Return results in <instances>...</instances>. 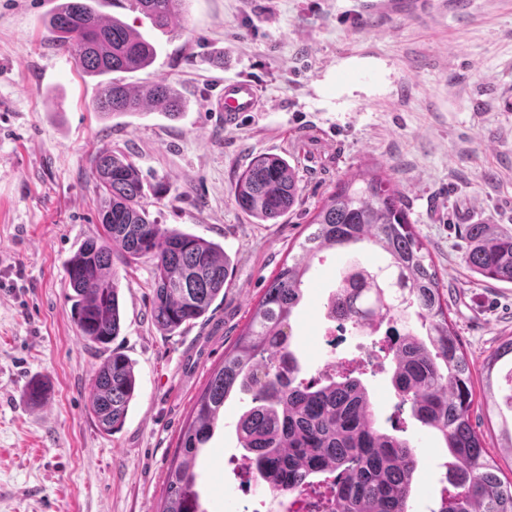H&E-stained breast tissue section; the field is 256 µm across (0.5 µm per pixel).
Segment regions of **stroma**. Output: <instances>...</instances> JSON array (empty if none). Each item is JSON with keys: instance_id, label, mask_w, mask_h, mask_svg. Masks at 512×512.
<instances>
[{"instance_id": "1", "label": "stroma", "mask_w": 512, "mask_h": 512, "mask_svg": "<svg viewBox=\"0 0 512 512\" xmlns=\"http://www.w3.org/2000/svg\"><path fill=\"white\" fill-rule=\"evenodd\" d=\"M60 0H0V512H160L179 436L210 373L288 259L308 214L339 180L379 168L399 185L427 244L462 348L482 365L512 333V284L463 262L467 224L512 231V0H185L176 25L152 26L127 0L103 14L139 30L157 55L124 74L163 81L187 102L182 117L101 118V85L44 42ZM259 90L257 112L228 125L209 103L225 81ZM107 146L138 167L152 219L218 242L233 271L207 320L166 333L151 319V261L118 272L122 328L113 349L135 364L137 396L124 424L101 431L90 382L105 354L77 336L65 265L99 229L90 157ZM294 166L300 197L275 224L236 206L232 186L251 159ZM371 248L314 264L295 312L292 348L304 375L327 362L366 363L382 335L337 332L326 347L323 304L340 267ZM46 385L29 404V380ZM249 401L232 393L199 453L196 489L207 512H239L230 463ZM404 435L422 460L410 505L427 512L446 481L439 440L413 418Z\"/></svg>"}]
</instances>
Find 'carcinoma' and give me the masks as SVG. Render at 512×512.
Here are the masks:
<instances>
[{
  "label": "carcinoma",
  "mask_w": 512,
  "mask_h": 512,
  "mask_svg": "<svg viewBox=\"0 0 512 512\" xmlns=\"http://www.w3.org/2000/svg\"><path fill=\"white\" fill-rule=\"evenodd\" d=\"M97 2L58 5L48 24L55 46L95 76L149 67L155 45L122 20L103 17ZM182 3L129 0V7L163 28L178 17ZM184 107L178 91L163 81L132 86L118 78L105 82L93 102L104 118L153 110L175 118ZM90 178L99 198L101 231L66 264L78 337L104 348L119 335L118 266L141 258L153 265L154 323L168 333L195 324L228 281L230 258L224 248L152 220L141 204L139 171L126 156L98 150ZM233 195L248 216L275 224L298 203L300 192L293 166L279 155L262 154L238 175ZM306 229L295 244L293 263L279 268L196 398L179 438L181 461L166 476L161 512H204L195 490V462L233 391L250 397L235 426L243 456L251 462L256 484L284 497L285 512L301 502L317 512H410L420 460L414 442L399 435L406 411L447 449L443 466L450 486L443 488L433 512H512V480L500 478L501 468L472 423L476 406L498 407L505 401L512 407V367L498 393L477 398L473 363L449 320L436 265L409 220L403 191L381 170L354 173L315 207ZM465 235L466 266L484 279L512 283V232L494 224H468ZM364 244L383 253L386 264L354 261L343 269L328 297L343 320L340 328L372 333L385 321L404 320L412 309L426 332L423 337L394 330L385 348L389 364L379 363L380 369H389L398 398L388 428L378 422L360 367L341 361L335 374L308 379L291 349V317L313 262L323 261L328 251ZM136 390L134 363L111 353L90 382L91 411L103 430L123 425Z\"/></svg>",
  "instance_id": "obj_1"
}]
</instances>
